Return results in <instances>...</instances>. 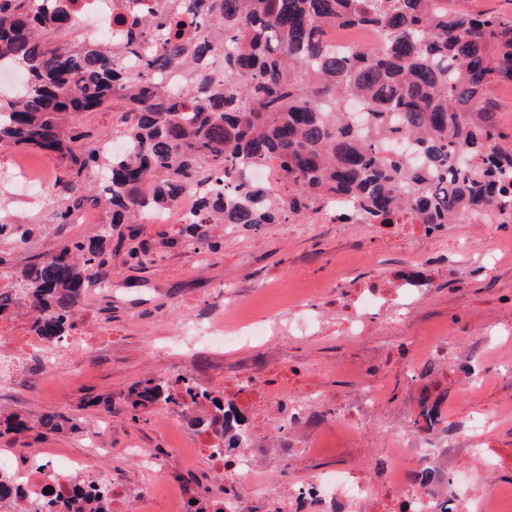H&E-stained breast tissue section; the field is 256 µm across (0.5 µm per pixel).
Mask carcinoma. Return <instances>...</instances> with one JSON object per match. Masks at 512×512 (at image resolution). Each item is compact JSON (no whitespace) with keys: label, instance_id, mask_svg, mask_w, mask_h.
<instances>
[{"label":"carcinoma","instance_id":"1","mask_svg":"<svg viewBox=\"0 0 512 512\" xmlns=\"http://www.w3.org/2000/svg\"><path fill=\"white\" fill-rule=\"evenodd\" d=\"M72 0H0V65L28 84L0 100V143L49 152L55 221L101 208L104 229L65 241L24 267L0 294L23 296L30 332L47 342L75 325L85 288L105 281L122 225L199 188L182 243L211 253L207 225L256 228L314 214L348 196L371 224L433 232L512 203V149L500 144L487 95L512 83V15L474 13L466 0H155L130 14L117 41L73 42ZM336 26L382 31L379 49L342 50ZM140 59L136 70L126 65ZM179 83V90L172 83ZM357 103L370 135L353 127ZM122 113L134 151L105 152L82 121ZM271 170L277 189L249 171ZM30 229L0 222V239ZM133 407L162 403L189 422L239 436L244 419L187 377L148 379ZM210 406L206 417L191 414Z\"/></svg>","mask_w":512,"mask_h":512}]
</instances>
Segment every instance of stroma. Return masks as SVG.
Masks as SVG:
<instances>
[{"label":"stroma","instance_id":"1","mask_svg":"<svg viewBox=\"0 0 512 512\" xmlns=\"http://www.w3.org/2000/svg\"><path fill=\"white\" fill-rule=\"evenodd\" d=\"M22 165L50 179L62 168L55 155L0 143V222L31 230L27 244L0 241V289L40 254L106 219L91 209L85 223H50L51 192L24 189ZM132 230L149 261L130 263L117 252L111 300L92 292L83 300L111 326V344L79 354L71 377L32 363L0 387L2 415L63 418L55 431L0 438V458L24 465L39 456H83L82 428L104 416L111 454L98 470L122 491L112 512H164L182 491L222 500L228 483L196 448V429L163 404L132 405L140 381L185 374L200 388L222 389L245 416L270 484L261 502L238 487L243 512H275L311 477L343 469L373 488L346 512H408L385 473L398 463L391 433L412 429L429 402L440 411L436 439L447 451L448 478L436 495L452 496L455 512H475L491 499L499 512H512V222L488 234L460 223L428 234L417 224H336L314 215L255 229L214 224L210 234L224 246L205 263L176 244L178 225ZM408 269L425 286L401 307L368 295L372 284H394ZM219 282L220 295L213 290ZM214 321H261L267 335L220 349L173 333ZM366 381L381 386L382 400L352 433L340 418L355 412ZM311 393L318 408L288 424L291 404ZM133 441L164 460L159 495L149 501L139 494L153 476L128 454Z\"/></svg>","mask_w":512,"mask_h":512}]
</instances>
